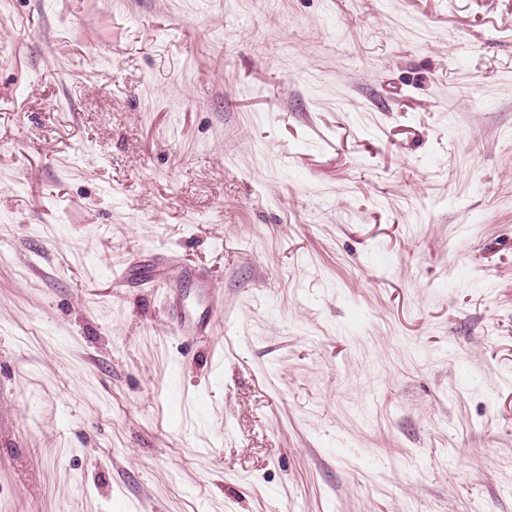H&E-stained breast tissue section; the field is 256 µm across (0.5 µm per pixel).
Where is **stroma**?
I'll use <instances>...</instances> for the list:
<instances>
[{"label":"stroma","instance_id":"1","mask_svg":"<svg viewBox=\"0 0 512 512\" xmlns=\"http://www.w3.org/2000/svg\"><path fill=\"white\" fill-rule=\"evenodd\" d=\"M0 512H512V0H0ZM191 277L195 281V291L201 302L196 309H187L184 304L181 278ZM167 307L175 329L180 336H204L212 325V320L221 306L212 288L208 274L196 272L186 265H179L176 278L165 281Z\"/></svg>","mask_w":512,"mask_h":512}]
</instances>
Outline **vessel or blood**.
I'll list each match as a JSON object with an SVG mask.
<instances>
[{
    "label": "vessel or blood",
    "instance_id": "b4317fda",
    "mask_svg": "<svg viewBox=\"0 0 512 512\" xmlns=\"http://www.w3.org/2000/svg\"><path fill=\"white\" fill-rule=\"evenodd\" d=\"M183 277H189L195 281V290L200 300L198 308L189 309L184 304L183 290L179 286V280ZM165 287L168 311L177 333L182 336L206 334L220 306L219 300L214 295L210 276L182 265L178 267L175 278L166 281Z\"/></svg>",
    "mask_w": 512,
    "mask_h": 512
}]
</instances>
